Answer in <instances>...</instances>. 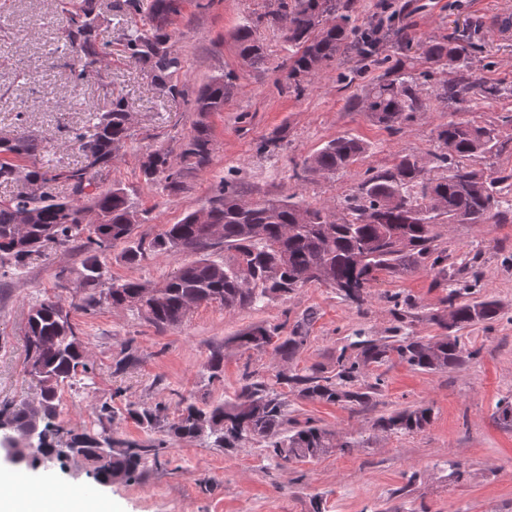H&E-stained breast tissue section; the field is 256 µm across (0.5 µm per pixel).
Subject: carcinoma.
<instances>
[{"label": "carcinoma", "mask_w": 512, "mask_h": 512, "mask_svg": "<svg viewBox=\"0 0 512 512\" xmlns=\"http://www.w3.org/2000/svg\"><path fill=\"white\" fill-rule=\"evenodd\" d=\"M186 0H77L65 2L61 52L72 59L71 80L83 83L92 73L108 68L112 41L102 37L118 18L119 45L167 95L179 92L183 61L174 49L175 19ZM278 29L288 43V88L300 94L346 56L362 65H376L382 73L349 102L371 124L400 132L430 110L424 86L437 70L448 79L434 90L435 99L448 107V120L432 131L437 152L426 160L415 154L399 156L392 167L367 170L339 206L310 203L294 194L245 198L229 181L219 184L207 205L146 241L133 240L140 223L126 188L103 189L95 173L112 166L132 137V114L125 96L111 90L104 105L89 111L87 123L66 130L68 142L84 161L74 165L44 158L45 146L18 130L0 136V182L21 178L38 184V191L21 192L0 200V270L17 269L33 253L79 242L87 253L79 287L96 289L102 280L101 258L119 244L127 245L126 262L133 264L150 252H182L192 257L162 281L145 284L114 280L100 292L114 308L134 309L156 327L179 325L195 308L218 303L224 311L256 310L267 299L286 296L309 284L337 285V295L361 307L371 288L386 278H399L422 266L434 272L435 282L448 288L439 300L440 311L430 320L439 336H394L378 339L356 336L336 355L329 371L312 365L303 370H279L268 380L248 373L233 397L202 405L180 401L181 409L168 421V406L132 405L128 418L150 431L166 423L167 438L148 448L116 441L107 427L98 432L66 429L58 423L59 390L79 376L90 377L93 366L79 336L71 308L59 300H44L27 317L26 361L39 384L36 401L0 408V422L23 438L39 426L32 444L35 457L24 461L20 450L4 460L14 466H38L39 461L67 460L62 438L83 449V467L94 479L109 485L136 479L143 458L158 460L178 441L212 440L220 448L245 442L263 444L284 463L345 452L352 442L336 443L335 433L311 420L288 426L280 388L300 399L358 411L371 403L383 386L381 375L367 380L372 368L395 359L425 372L460 367L465 356L455 333L500 315L492 298L459 300L460 289L448 287L443 265L442 228L447 224H506L512 220V172L479 169L477 162L506 151L498 128L466 117L483 104L506 94V88L481 80L470 65V36L422 39L406 14L376 15L362 24L353 16V0H270L268 9L239 25L233 34L240 63L257 69L267 63L261 31ZM392 45L397 57L383 54ZM231 75L211 76L192 102L197 119L178 156L165 148L142 156L139 169L145 183L168 191L182 186V170L205 169L215 143L208 118L235 96ZM369 145L344 133L327 141L304 159L296 176L305 180L332 179L355 167ZM28 165L21 168L18 162ZM55 184L70 195L50 191ZM222 249L228 260L207 257ZM311 317L297 321L288 335L277 326L255 323L239 331L232 343L239 349L272 347L282 361L292 360L309 340ZM429 405L396 410L377 419L391 434L413 435L433 423Z\"/></svg>", "instance_id": "1"}]
</instances>
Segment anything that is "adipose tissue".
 Masks as SVG:
<instances>
[{"instance_id": "1", "label": "adipose tissue", "mask_w": 512, "mask_h": 512, "mask_svg": "<svg viewBox=\"0 0 512 512\" xmlns=\"http://www.w3.org/2000/svg\"><path fill=\"white\" fill-rule=\"evenodd\" d=\"M19 485L0 473V512H87L84 493L59 486L49 493L19 496Z\"/></svg>"}]
</instances>
